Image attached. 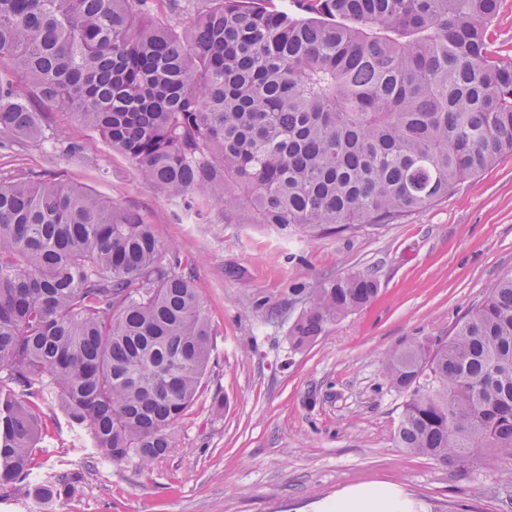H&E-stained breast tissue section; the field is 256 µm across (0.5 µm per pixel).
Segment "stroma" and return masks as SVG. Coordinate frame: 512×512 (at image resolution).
<instances>
[{
    "mask_svg": "<svg viewBox=\"0 0 512 512\" xmlns=\"http://www.w3.org/2000/svg\"><path fill=\"white\" fill-rule=\"evenodd\" d=\"M48 121L80 151L19 136L0 148V176L37 173L140 213L194 277L214 350L170 452L146 468L96 458L47 401L40 470L77 474L75 491L46 505L0 488V512H325L372 484L422 512H512V462L445 465L399 448L405 398L384 373L392 352L446 340L512 275L511 154L397 223L310 238L200 193L166 196L70 113ZM352 273L378 280L374 302L293 348L312 291Z\"/></svg>",
    "mask_w": 512,
    "mask_h": 512,
    "instance_id": "35a3bbf8",
    "label": "stroma"
}]
</instances>
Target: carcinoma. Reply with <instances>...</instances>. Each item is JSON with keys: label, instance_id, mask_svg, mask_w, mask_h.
Returning a JSON list of instances; mask_svg holds the SVG:
<instances>
[{"label": "carcinoma", "instance_id": "carcinoma-1", "mask_svg": "<svg viewBox=\"0 0 512 512\" xmlns=\"http://www.w3.org/2000/svg\"><path fill=\"white\" fill-rule=\"evenodd\" d=\"M0 0V135L69 112L165 195L201 192L311 236L393 224L512 153L498 0ZM376 278L325 280L291 339L371 303ZM212 329L191 274L138 213L39 175L0 180V486L33 483L42 405L107 461L147 465L194 402ZM406 395L399 447L440 463L512 452V276L385 363Z\"/></svg>", "mask_w": 512, "mask_h": 512}]
</instances>
